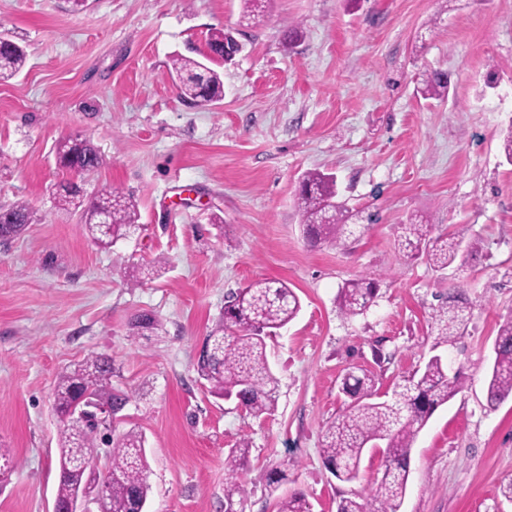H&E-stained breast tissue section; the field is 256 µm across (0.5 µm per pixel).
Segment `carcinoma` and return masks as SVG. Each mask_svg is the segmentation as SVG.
<instances>
[{
	"label": "carcinoma",
	"instance_id": "carcinoma-1",
	"mask_svg": "<svg viewBox=\"0 0 512 512\" xmlns=\"http://www.w3.org/2000/svg\"><path fill=\"white\" fill-rule=\"evenodd\" d=\"M206 46L211 60L224 59V49L235 50L237 38L230 31L208 35ZM23 46L11 39L0 40V81L18 75L26 64ZM171 77L180 97L197 106L224 98V82L214 69L191 58L178 56L171 62ZM448 90V76L430 71L423 80L424 98L440 99ZM59 170L78 176L92 173L103 160L87 139L65 138L55 148ZM336 181L319 171L305 173L297 193V206L307 243L336 246L354 234L347 224V210L336 201ZM112 205V224L104 229L95 223L97 204ZM60 209L78 211L81 221L95 242L107 248L126 235L137 221L135 204L119 188L106 186L88 199L81 185L72 180L60 185ZM41 221L37 212L24 203L0 206V245L21 235L30 224ZM433 225L413 220L402 225L400 245L406 256L425 254L430 264L444 270L455 261L465 265L479 251L478 242L467 245L455 236H432ZM377 283L372 279L350 281L341 287L339 307L347 317L364 313L373 302ZM301 310L299 297L282 281L257 279L231 293L224 313L204 338V354L197 359L198 378L209 392L219 397L240 398L246 411L259 418L275 406V383L267 357L265 339L296 318ZM471 306L463 291L448 293L445 302L433 310L431 330L435 346H452L465 332ZM493 357L486 400L496 407L512 395V315L503 318L493 342ZM461 389L460 373L451 371L442 355L431 356L424 367L395 385L383 401L376 400L374 377L348 373L342 382L347 396L345 408L323 433L322 456L331 472L341 481L358 478L365 448L379 447L383 476L377 487L366 493L342 498L337 512H400L409 479L413 443L432 413L448 403ZM127 395L112 389V357L92 355L59 378L54 410L62 423L58 439L59 466L63 467L56 497L69 499L81 490H90L102 481V471L118 478L106 483L105 494L114 512H139L147 502L150 485L145 440L141 431L131 428L117 436L107 435L97 419L100 403L117 405ZM110 447L105 462L97 448ZM249 442L243 440L230 451L233 471L224 494V512H238L245 506L246 492L235 474L249 457ZM277 512H311L304 494L295 492L278 500Z\"/></svg>",
	"mask_w": 512,
	"mask_h": 512
}]
</instances>
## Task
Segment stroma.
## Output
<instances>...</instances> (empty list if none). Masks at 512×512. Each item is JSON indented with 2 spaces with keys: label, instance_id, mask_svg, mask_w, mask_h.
Listing matches in <instances>:
<instances>
[{
  "label": "stroma",
  "instance_id": "obj_1",
  "mask_svg": "<svg viewBox=\"0 0 512 512\" xmlns=\"http://www.w3.org/2000/svg\"><path fill=\"white\" fill-rule=\"evenodd\" d=\"M241 0H0V32L27 51L0 83V206L26 203L38 224L0 245V448L16 468L0 512H52L58 484L54 390L91 355L114 364L130 400L114 426L146 438L147 512H224L228 455L251 449L246 512H276L299 491L312 512L374 489L379 451L358 479L339 481L319 440L343 409V375L359 368L378 390L433 353L430 316L463 289L471 320L441 347L462 389L419 433L401 512H512V396L486 404L492 345L512 312V164L500 151L512 126V0H267L263 21H241ZM301 39L284 40L288 23ZM242 51L218 65L223 100L178 96L173 55L203 60L210 30ZM444 71L448 95L421 96ZM81 135L103 164L87 196L119 187L138 220L109 249L56 206L66 175L60 139ZM336 178L358 228L346 245L308 247L296 208L305 172ZM418 214L436 232L479 241L463 268L408 258L398 239ZM162 260L141 282L132 268ZM379 280L364 314L338 307L344 283ZM288 282L298 317L268 338L276 379L271 414L213 396L194 364L228 293L256 279ZM157 325L129 333L139 313ZM280 472L276 490L267 476Z\"/></svg>",
  "mask_w": 512,
  "mask_h": 512
}]
</instances>
